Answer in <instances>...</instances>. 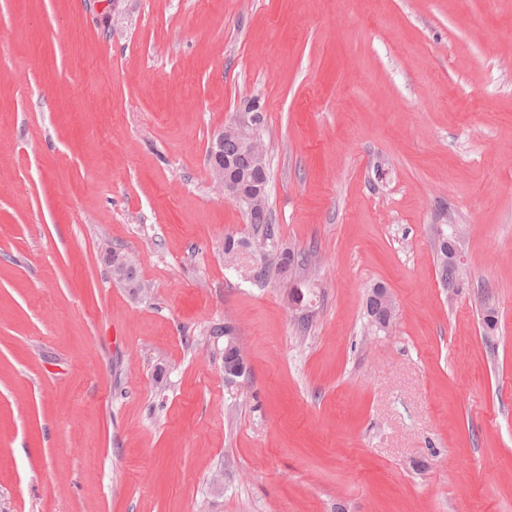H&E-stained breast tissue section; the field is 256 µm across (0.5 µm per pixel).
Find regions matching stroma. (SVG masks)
I'll use <instances>...</instances> for the list:
<instances>
[{
    "label": "stroma",
    "instance_id": "stroma-1",
    "mask_svg": "<svg viewBox=\"0 0 512 512\" xmlns=\"http://www.w3.org/2000/svg\"><path fill=\"white\" fill-rule=\"evenodd\" d=\"M252 102L287 285L224 264ZM0 512H512V0H0ZM451 246L452 258L457 262L461 258L462 243L460 240H454ZM453 260H451L450 255L448 254V248H444V245H441L440 252L437 257V264L441 272V281L446 288H452L455 285L456 263ZM383 286L372 288L366 300V315L371 327L376 328L373 322H383L387 317V311L383 300Z\"/></svg>",
    "mask_w": 512,
    "mask_h": 512
}]
</instances>
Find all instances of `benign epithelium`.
<instances>
[{
    "instance_id": "7a95c632",
    "label": "benign epithelium",
    "mask_w": 512,
    "mask_h": 512,
    "mask_svg": "<svg viewBox=\"0 0 512 512\" xmlns=\"http://www.w3.org/2000/svg\"><path fill=\"white\" fill-rule=\"evenodd\" d=\"M226 140L235 142L242 154L251 158L252 170L241 169L237 158L224 154ZM209 154L214 186L227 198L245 205L252 220H262L265 214L266 190L261 173L264 171L266 145L263 120L255 107L248 108V117L234 120L213 133Z\"/></svg>"
}]
</instances>
